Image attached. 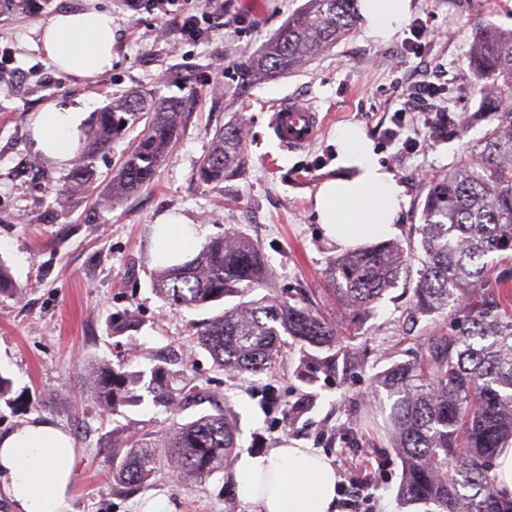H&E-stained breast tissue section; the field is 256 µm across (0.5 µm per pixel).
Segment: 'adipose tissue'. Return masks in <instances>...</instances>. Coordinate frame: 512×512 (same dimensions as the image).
<instances>
[{"instance_id": "1", "label": "adipose tissue", "mask_w": 512, "mask_h": 512, "mask_svg": "<svg viewBox=\"0 0 512 512\" xmlns=\"http://www.w3.org/2000/svg\"><path fill=\"white\" fill-rule=\"evenodd\" d=\"M415 9L414 0H360L367 32L391 40ZM114 26L110 11L96 7L53 14L39 28L38 42L49 64L75 84L112 68ZM86 106L50 101L31 123L34 148L64 165L85 141ZM340 174L318 185L313 218L339 250L386 238L397 231L407 206L404 186L383 165L374 144L358 126L336 135ZM199 227L182 214L166 213L154 225L151 255L156 264L190 259ZM73 437L50 418H32L23 428L0 432V497L14 512H73ZM238 498L254 512H338L336 471L313 448L283 445L268 455L241 453L232 466Z\"/></svg>"}]
</instances>
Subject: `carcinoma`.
Returning <instances> with one entry per match:
<instances>
[{
    "label": "carcinoma",
    "mask_w": 512,
    "mask_h": 512,
    "mask_svg": "<svg viewBox=\"0 0 512 512\" xmlns=\"http://www.w3.org/2000/svg\"><path fill=\"white\" fill-rule=\"evenodd\" d=\"M356 0H307L239 69V91L260 79L295 70L356 29ZM469 67L471 93L487 121L460 164L426 184L423 224L413 242H384L347 253L325 271L336 302L359 317L374 310L413 263L414 310H446L450 332L436 334L427 355L397 364L379 379L390 402L392 443L403 463L400 497L427 512H512L491 477L497 449L512 440V304L497 302L512 281V29L480 22ZM150 113L121 171L112 178L117 199L150 184L181 128V102L140 96L112 101L100 113L94 151L109 147L123 126ZM92 156L74 160L68 189L92 178ZM244 163L239 126L215 131L198 168L203 182H219ZM268 271L260 247L241 232L210 241L194 258L165 266L154 290L177 307L204 308L226 298L239 302L202 323L198 343L225 370L260 373L281 356L283 337L330 347L338 330L298 302L262 296ZM131 377L110 367L95 371V394L113 406ZM234 413L202 415L166 437L164 453L128 441L112 450L119 480L142 487L160 466L178 475L208 476L231 463Z\"/></svg>",
    "instance_id": "carcinoma-1"
}]
</instances>
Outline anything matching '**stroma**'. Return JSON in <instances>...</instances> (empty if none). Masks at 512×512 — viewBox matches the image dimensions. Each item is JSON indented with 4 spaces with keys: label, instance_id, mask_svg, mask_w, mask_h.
<instances>
[{
    "label": "stroma",
    "instance_id": "1",
    "mask_svg": "<svg viewBox=\"0 0 512 512\" xmlns=\"http://www.w3.org/2000/svg\"><path fill=\"white\" fill-rule=\"evenodd\" d=\"M305 2L224 0L219 9L178 0L179 11L200 19L192 35L151 6L132 11L124 0H96L114 17L112 69L75 86L48 63L37 38L51 15L84 0H0V49L11 50L0 66V265L16 285L0 293V375L12 382L0 400V430L46 416L75 437L81 457L73 512H146L151 506L158 512H251L226 470L206 478L165 470L135 493L125 492L112 474L114 443L140 438L161 444L167 431L219 405L237 416L238 451L266 455L282 440H294L330 458L338 478L366 481L372 512H423L398 500L402 462L390 442L388 413L374 396L390 367L425 355L448 316L414 313L412 292L401 280L373 312L350 322L325 291L323 272L338 251L312 217V197L337 171V131L359 125L406 189L396 238L416 239L425 181L453 168L485 126L472 122L461 138L435 113L410 112L404 137L419 140L420 148L406 150L404 137L393 136L396 78L420 61L404 51V28L380 42L357 24L354 34L299 72L239 93L240 64ZM412 16L426 26L424 59L448 70L450 111L474 114L479 101L465 92L472 81L467 54L473 28L483 18L511 29L512 0H415ZM135 93L175 98L184 108L181 133L152 182L112 206L101 204L138 135L129 129L94 156L88 188L67 191L69 166L35 156L29 145L34 112L49 100L79 99L95 114L114 97ZM289 98L326 117L315 142L298 151L283 149L268 126L271 105ZM236 124L244 131V165L224 182L200 181L214 131ZM169 211L201 225L197 252L230 231L246 234L269 267L268 294L307 299L345 335L323 349L289 341L282 360L258 374L217 368L196 336L214 309L173 306L152 287V225ZM102 364L127 374L163 368L170 389L193 386L204 401L175 412L156 402L143 381L129 384L113 408L102 407L89 386ZM269 394L279 410H267Z\"/></svg>",
    "mask_w": 512,
    "mask_h": 512
}]
</instances>
